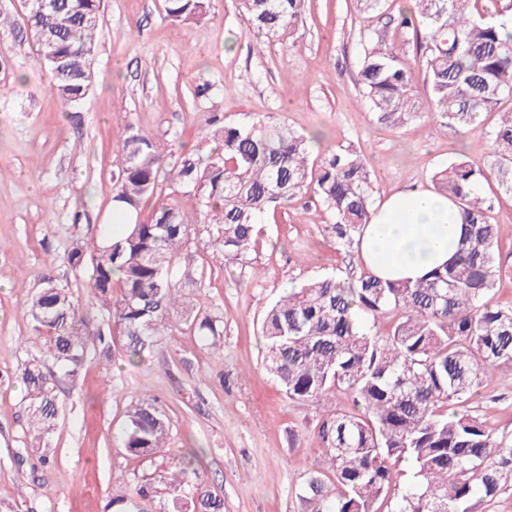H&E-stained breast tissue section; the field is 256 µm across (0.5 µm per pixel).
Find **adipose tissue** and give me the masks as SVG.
Instances as JSON below:
<instances>
[{"label":"adipose tissue","instance_id":"obj_1","mask_svg":"<svg viewBox=\"0 0 512 512\" xmlns=\"http://www.w3.org/2000/svg\"><path fill=\"white\" fill-rule=\"evenodd\" d=\"M463 235L458 205L430 189L400 190L379 201L360 238L370 273L414 281L448 262Z\"/></svg>","mask_w":512,"mask_h":512}]
</instances>
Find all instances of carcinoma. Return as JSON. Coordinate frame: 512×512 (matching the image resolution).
<instances>
[{
    "label": "carcinoma",
    "mask_w": 512,
    "mask_h": 512,
    "mask_svg": "<svg viewBox=\"0 0 512 512\" xmlns=\"http://www.w3.org/2000/svg\"><path fill=\"white\" fill-rule=\"evenodd\" d=\"M46 10L25 3L24 22L44 31L39 44L52 89L69 107L88 94L95 74L84 55L95 52L103 0H54ZM169 18L185 24L203 18L210 0H165ZM306 0H238L248 30L285 41ZM512 0H413L400 14L399 39L369 45L358 72L361 97L381 124L398 128L434 112L461 133L481 118L494 167L459 157L434 173V190L454 200L464 235L456 256L412 281L356 279L336 274L306 281L267 310L261 324L265 369L291 400L320 402L336 392L353 409L331 408L318 428L323 460L307 468L302 500L308 512H379L396 497L394 512H482L512 483V444L495 436L469 402L482 376L512 368V306L492 303L503 275L499 228L491 222L497 196L481 191L493 180L512 195V39L501 38ZM415 41L418 59L405 46ZM65 57L69 75L55 72L46 54ZM424 73L418 92L415 68ZM203 155L167 153L160 141L133 126L113 145L116 208L132 217L121 230L105 224L91 253L75 247L74 269L89 268L87 288L102 322L89 328L68 286L52 277L24 301L36 354L21 362L28 425L48 440L62 418L60 378L75 379L86 356L110 363L119 354L140 361L179 318H187L214 348L224 334L218 312L194 313L202 287L191 251L194 215L175 201L159 200L161 174L172 192L191 194L210 216L207 233L225 262L246 255L261 214L311 190L333 223L327 236L349 246L369 223L371 174L353 146L313 155L315 138L283 122L217 124ZM150 218L139 220L147 202ZM399 314L384 333L379 321ZM125 451L154 460L171 434L169 414L156 398L133 397L125 407ZM416 467L403 490L402 465ZM199 453L176 467L161 463L132 493L117 492L104 512H224V499L199 481Z\"/></svg>",
    "instance_id": "1"
}]
</instances>
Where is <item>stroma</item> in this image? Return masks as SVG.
Masks as SVG:
<instances>
[{
  "instance_id": "obj_1",
  "label": "stroma",
  "mask_w": 512,
  "mask_h": 512,
  "mask_svg": "<svg viewBox=\"0 0 512 512\" xmlns=\"http://www.w3.org/2000/svg\"><path fill=\"white\" fill-rule=\"evenodd\" d=\"M406 5L386 0L365 13L360 0H308L293 40L266 42L259 53L235 0H211L207 16L188 26L168 18L164 0H105L96 81L71 108L38 62L22 0H0V13L12 19L0 28V501L16 512H101L113 475L132 486L153 469L129 456L122 441L126 404L149 396L170 417L166 461L204 449L201 474L223 497L224 512H305L301 488L306 466L322 457L321 417L327 406L352 403L341 392L327 404L288 399L264 369L261 318L299 282L366 270L358 246L326 237L332 217L314 193L269 209L239 263L225 265L208 234L198 232L192 253L204 286L194 303L222 314L221 348H208L184 323L140 362L89 358L76 382L60 385L65 418L51 443L55 463L43 471L15 460L30 444L16 376L33 349L23 302L48 274L86 301L88 273L73 270L67 252L91 247L99 226L112 221V142L130 125L176 153L209 152L205 133L215 116L227 123L269 117L307 135L319 131L326 147L357 149L378 200L431 187L433 173L458 157L486 163L482 128L461 135L431 113L390 128L362 105L364 46L394 39L389 21ZM492 221L508 269L494 300L507 303L512 197L499 195ZM471 405L489 430L511 440L512 369L487 372Z\"/></svg>"
}]
</instances>
